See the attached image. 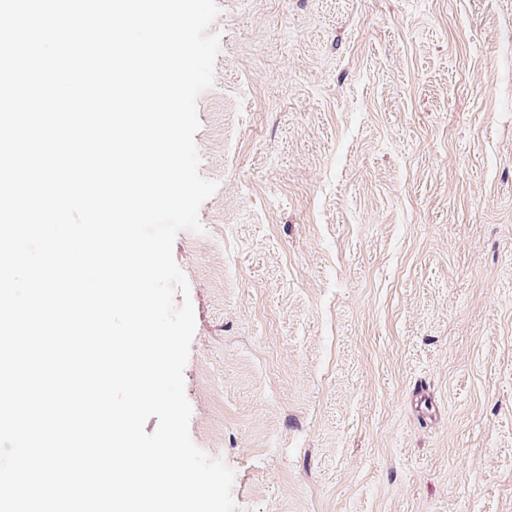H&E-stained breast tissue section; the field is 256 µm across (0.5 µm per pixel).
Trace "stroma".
<instances>
[{
    "instance_id": "1",
    "label": "stroma",
    "mask_w": 512,
    "mask_h": 512,
    "mask_svg": "<svg viewBox=\"0 0 512 512\" xmlns=\"http://www.w3.org/2000/svg\"><path fill=\"white\" fill-rule=\"evenodd\" d=\"M217 4L192 440L240 512H512V0Z\"/></svg>"
}]
</instances>
